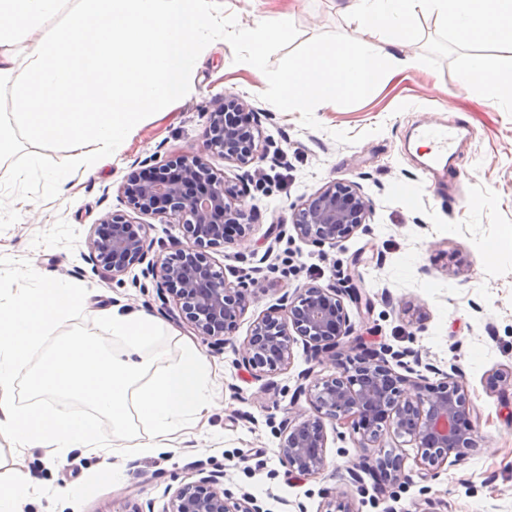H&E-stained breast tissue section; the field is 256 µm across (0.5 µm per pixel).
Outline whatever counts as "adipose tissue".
Masks as SVG:
<instances>
[{
	"mask_svg": "<svg viewBox=\"0 0 512 512\" xmlns=\"http://www.w3.org/2000/svg\"><path fill=\"white\" fill-rule=\"evenodd\" d=\"M342 11L354 25L352 37L313 45L273 74L266 71V51L293 38L292 16L258 15L234 30V38L251 47L250 70L278 85L285 111L309 112L318 102L339 106L378 81L414 68L406 48L417 36L418 17L431 14L456 42L477 48L460 75L461 85L477 87L487 105L512 103V70L504 69L500 58L502 46H512V0H347ZM83 300L82 288L61 279L37 288L19 284L0 300V429H11L23 447L45 445L61 456L74 448L127 451L129 442L138 441L136 429L142 423L149 437L138 441L140 450L165 447L188 418L208 409L210 371L187 343L178 361L152 371L147 352L161 331L152 314L102 308L99 327L123 343L124 353L108 355L76 331L58 341L37 370H28L29 356ZM21 374L33 393L59 396V408L11 404L7 394ZM73 399L111 419L119 442H107L93 421L72 411Z\"/></svg>",
	"mask_w": 512,
	"mask_h": 512,
	"instance_id": "ef3b65f1",
	"label": "adipose tissue"
}]
</instances>
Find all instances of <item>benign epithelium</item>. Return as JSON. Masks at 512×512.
<instances>
[{
    "label": "benign epithelium",
    "instance_id": "1",
    "mask_svg": "<svg viewBox=\"0 0 512 512\" xmlns=\"http://www.w3.org/2000/svg\"><path fill=\"white\" fill-rule=\"evenodd\" d=\"M206 150L241 168L268 158V146L261 144L257 113L243 99L227 95L224 102L208 113ZM128 207L141 216L162 217L180 224L186 244H178L174 254L146 262L149 252L145 223L125 213H112L103 220L108 228L89 234L88 259L96 267L112 272V278L131 267L147 263L144 277L155 282L162 304L172 298L188 330L212 347L223 346L238 328V319L250 305L256 267L236 271V281L215 269L209 250L228 242L224 226L235 224L243 237L251 224L245 211L229 200L224 174L196 153H179L148 171L130 173L120 187ZM372 202L352 181H330L307 200L292 206V226L298 238L321 248L341 245L357 230H367ZM362 307L357 288H322L305 284L279 303L268 308L253 323L241 348L235 350L237 364L248 369L256 381L288 369L293 357V335L300 336L318 364L336 360L342 339L351 335L352 325L344 300ZM355 355L339 376L307 383L310 372L298 375L294 400L306 397L315 412L306 416L288 411L276 433L279 454L290 472L302 476L322 474L327 467L326 431L322 418L360 435L363 451L359 462L345 467L341 485L329 498L325 512H353L343 499L351 488L364 485L363 474L371 471L368 457L385 455L383 436L410 438L417 449L416 465L423 480L436 477L448 459H459L473 447L474 429L470 424L465 383L459 367L452 373L433 366L428 371L442 374L437 384L426 381L417 367L418 353L408 350L399 355L398 374L386 354L355 345ZM412 358V362L405 358ZM409 479L404 458L390 455L383 473L374 480L378 489ZM221 474L209 473L179 488L171 498L168 512H264L249 493L236 497L221 488Z\"/></svg>",
    "mask_w": 512,
    "mask_h": 512
}]
</instances>
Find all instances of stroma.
<instances>
[{
    "label": "stroma",
    "instance_id": "stroma-1",
    "mask_svg": "<svg viewBox=\"0 0 512 512\" xmlns=\"http://www.w3.org/2000/svg\"><path fill=\"white\" fill-rule=\"evenodd\" d=\"M226 13L250 23L253 13L292 15L296 36L267 54L276 71L310 45L346 37L351 28L336 0H223ZM418 35L406 51L416 66L402 77L379 81L340 107L286 112L278 87L260 81L247 64L234 60L231 46L217 40L202 54L191 89L164 117L147 118L131 144L95 176L33 201L17 223L0 231V291L15 287L26 271L30 287L57 278L86 288L89 298L56 330L99 333L104 307L144 310L162 323L151 352L153 369L178 360L187 330L175 305H162L143 291L141 266L122 276L87 262L86 238L107 215L126 211L120 187L126 176L177 152L201 154L236 191L252 221L249 234L213 249L217 266L259 265L254 298L238 321L230 344L218 350L200 337L192 342L211 365V406L201 419L187 420L165 450L148 454L96 455L81 448L56 456L51 448L19 447L0 430V474H23L30 494L21 512H167L174 492L200 472H224V487L250 493L267 512H321L326 490L338 486L337 471L358 459L353 439L328 434V467L320 475L289 479L275 425L288 408L298 374L313 369L324 378L349 363L348 347L332 364L309 367L303 340L292 345L288 370L269 378L270 388L251 380L236 363L235 350L254 321L284 293L307 283L328 286L354 276L369 309L346 304L355 335L373 348L417 351L433 364L430 382L459 366L477 428L468 455L447 462L437 478L424 481L414 462L417 450L397 440L408 483L377 494L372 481L353 492L352 512H512V409L503 387L489 376L512 367V251L488 253L489 245L512 235V112L482 104L458 82L472 48L464 47L434 18L417 22ZM234 94L258 114L264 141L281 148L280 162L264 161L258 175L204 149L208 112ZM428 123L453 126L454 154L445 177L431 183L414 136ZM332 180L358 183L373 202L368 231L355 232L336 248L320 249L291 230L292 204L308 199ZM276 224L286 234L272 233ZM421 310L423 324L411 320Z\"/></svg>",
    "mask_w": 512,
    "mask_h": 512
}]
</instances>
